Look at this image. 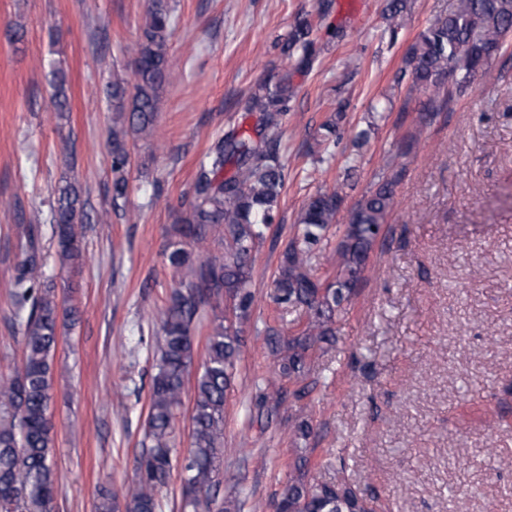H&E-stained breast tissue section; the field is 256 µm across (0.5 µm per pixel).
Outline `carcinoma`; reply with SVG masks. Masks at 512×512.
Listing matches in <instances>:
<instances>
[{
    "label": "carcinoma",
    "mask_w": 512,
    "mask_h": 512,
    "mask_svg": "<svg viewBox=\"0 0 512 512\" xmlns=\"http://www.w3.org/2000/svg\"><path fill=\"white\" fill-rule=\"evenodd\" d=\"M405 0H388L384 9L391 32L403 25ZM168 0H151L147 19L134 53V93L125 82L112 81L109 96L117 118L112 125V202L119 207L128 193L131 134L152 132L159 111L160 91L169 82L173 65L168 43L172 33ZM312 25L296 20L282 46L295 59V69L312 62ZM512 36V0H458L448 17L419 33L406 63L412 84L409 92H429L423 119L440 110L437 98L448 76L456 91L465 92L476 72L472 66L506 48ZM292 95L291 74L284 73L262 92L241 103L245 112L259 113V125L250 131L231 127L200 162L193 182V200L180 222L173 226L166 257L179 275L161 318L160 336L152 352L150 405L145 449L136 477L126 491V512H158V490L172 469V433L175 412L182 405L186 379L195 354L194 325L201 310L228 296L234 301L238 323L248 320L253 296L249 291L254 253L274 223L286 182L278 155V132ZM337 123H323L316 144L328 151L336 138ZM403 169H394L365 193L350 211L336 245V275L321 281L313 273L316 250L327 230L336 224L342 189L310 196L296 222V231L282 251L274 280L273 297L285 310L304 311V320L292 327L270 328L266 344L281 377L297 385L295 400L307 394L310 352L336 337V316L356 295L366 269L364 257L379 237L395 203ZM56 253L61 264L78 260L83 252L86 214L78 191L69 183L59 186L51 212ZM26 227V246L12 282V297L21 311L18 324L25 353L14 373L0 379V512H53L61 490L50 458L54 445L51 390L54 357L60 336V307L54 286L35 284L39 266L33 236ZM224 242V254L202 259L195 252L210 243ZM240 358L239 329L214 318L206 336L205 359L194 385L191 443L182 464L185 512H237L236 492L219 499L216 476L223 458L224 403ZM286 397L281 389L256 385L253 410L257 416L278 413ZM293 441H307L313 427L304 410L288 418ZM276 512H366L364 499L354 490L330 481L309 479V460L297 449L288 482L276 503Z\"/></svg>",
    "instance_id": "carcinoma-1"
}]
</instances>
